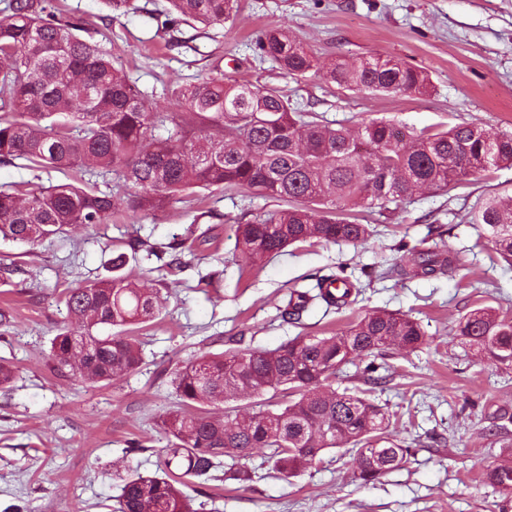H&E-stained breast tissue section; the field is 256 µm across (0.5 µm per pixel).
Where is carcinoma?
Wrapping results in <instances>:
<instances>
[{
  "label": "carcinoma",
  "instance_id": "carcinoma-1",
  "mask_svg": "<svg viewBox=\"0 0 512 512\" xmlns=\"http://www.w3.org/2000/svg\"><path fill=\"white\" fill-rule=\"evenodd\" d=\"M158 20L167 32L183 23L222 25L238 0H169ZM0 20V162L24 159L35 169L97 170L111 174L108 191L76 178L26 193L0 192V238L34 249L69 228L107 224L114 216L138 221L192 201L205 191L244 190L278 199L288 208L236 225V247L252 265L286 247L317 242L365 244L370 224L349 220L360 207L383 217L420 191L449 192L471 177L512 168V135L469 123L445 131H409L387 120L353 130L321 121L279 89L226 82H184L167 87L169 111L156 112L112 55L93 41L97 30L58 16L46 0H8ZM255 51L289 76L309 72L341 89L381 95H425L426 71L391 59L324 60L280 26L267 28ZM470 224L512 265V195L484 198ZM103 266L104 274L62 293L65 320L51 339L47 366L58 377L110 383L143 364L132 327L163 314L161 289L132 277L141 250L162 267L181 268L180 243L148 244L138 236ZM411 259L390 277L453 273L458 254L403 242ZM345 285L341 297L329 290ZM317 293L294 289L283 317L300 316L317 300L342 306L360 294L343 268L317 278ZM464 346L512 364V317L482 306L458 320ZM429 345L421 323L376 311L329 336H298L275 350L206 353L171 373L178 407L158 424L165 440L158 474L125 466L116 512H195L182 491L202 486L227 468L253 480L249 462L261 459L289 479L322 461L329 449L352 456L359 479L374 484L403 467L412 442L389 430L392 414L372 398L373 388L338 390L349 366L374 373L370 358L390 348L411 353ZM288 394L276 409L228 411L224 403L269 392ZM493 427L509 432L512 409L498 407ZM484 495L502 494L500 512H512V463L490 462Z\"/></svg>",
  "mask_w": 512,
  "mask_h": 512
}]
</instances>
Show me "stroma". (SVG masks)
Instances as JSON below:
<instances>
[{
    "instance_id": "stroma-1",
    "label": "stroma",
    "mask_w": 512,
    "mask_h": 512,
    "mask_svg": "<svg viewBox=\"0 0 512 512\" xmlns=\"http://www.w3.org/2000/svg\"><path fill=\"white\" fill-rule=\"evenodd\" d=\"M135 11L111 16L112 60L159 111L166 86L203 82L216 74L284 90L327 121L354 126L385 119L421 130L467 122L512 134V0H240L226 24L207 30L192 46H175L152 15L166 0H134ZM279 24L323 58L369 56L412 64L429 73L422 96H374L328 86L320 77L283 76L254 58L261 32ZM67 173L36 170L25 160L0 163V191L29 190L68 181ZM512 194V168L469 180L448 194L418 193L386 219L358 213L376 227L367 244L303 243L258 266L234 254L235 222L242 211L280 209L281 201L237 190L215 191L132 224L69 231L37 249L0 239V265L13 267L0 281V359L17 370L0 393V512L11 505L33 512H111L118 493L112 463L129 458L142 474L156 466V423L177 400L169 370L203 350L274 349L303 335L328 336L374 310L418 319L430 338L423 351H389L386 382L374 395L417 443L403 468L364 485L352 459L338 452L285 481L243 484L232 474L211 482L205 512H498L477 494L492 457H512V435L498 440L484 427L490 405H512V366L486 355L465 354L456 333L459 317L490 305L512 317V267L493 262L468 212L479 198ZM450 226L444 241L460 253L461 269L432 278H384L399 262V242L419 244L433 222ZM153 243L184 242L182 271L157 260L134 263V274L168 288L165 319L141 324L139 371L112 384L62 380L45 365L49 342L65 315L60 294L95 279L113 249L131 235ZM347 265L372 282L354 302L336 308L318 302L300 320L280 316L289 288L313 287L314 273ZM137 439L144 453H127Z\"/></svg>"
}]
</instances>
